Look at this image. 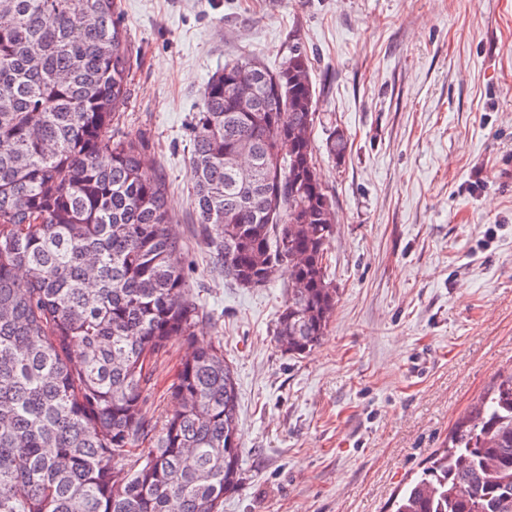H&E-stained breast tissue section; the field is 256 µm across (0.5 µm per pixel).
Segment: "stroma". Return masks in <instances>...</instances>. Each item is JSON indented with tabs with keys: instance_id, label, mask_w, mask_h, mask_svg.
I'll use <instances>...</instances> for the list:
<instances>
[{
	"instance_id": "35a3bbf8",
	"label": "stroma",
	"mask_w": 512,
	"mask_h": 512,
	"mask_svg": "<svg viewBox=\"0 0 512 512\" xmlns=\"http://www.w3.org/2000/svg\"><path fill=\"white\" fill-rule=\"evenodd\" d=\"M132 60L121 130L164 176L188 283L239 391L242 482L224 512H389L455 421L512 370V0H121ZM318 93L336 227L327 336L291 356L284 277L226 285L188 223V122L241 53L294 48ZM349 139L343 157L325 142ZM184 356L153 365L163 422Z\"/></svg>"
}]
</instances>
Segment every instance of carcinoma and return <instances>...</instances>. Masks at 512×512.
I'll return each instance as SVG.
<instances>
[{
  "label": "carcinoma",
  "instance_id": "1",
  "mask_svg": "<svg viewBox=\"0 0 512 512\" xmlns=\"http://www.w3.org/2000/svg\"><path fill=\"white\" fill-rule=\"evenodd\" d=\"M0 512H224L240 483L239 392L184 273L166 183L115 134L131 57L118 0H0ZM318 97L299 48L212 74L189 126L203 242L224 280L288 271L274 336L327 335L332 199L312 138ZM348 139L332 133V158ZM186 346L161 427L150 361ZM395 512H512V371L455 424Z\"/></svg>",
  "mask_w": 512,
  "mask_h": 512
}]
</instances>
